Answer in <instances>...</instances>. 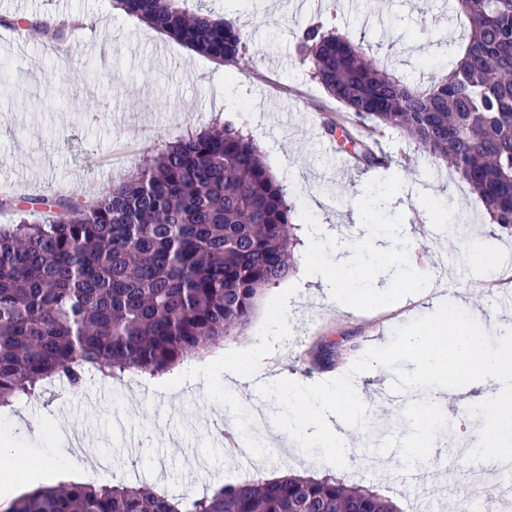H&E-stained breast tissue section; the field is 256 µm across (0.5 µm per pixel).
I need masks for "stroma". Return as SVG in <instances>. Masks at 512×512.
<instances>
[{"instance_id":"stroma-1","label":"stroma","mask_w":512,"mask_h":512,"mask_svg":"<svg viewBox=\"0 0 512 512\" xmlns=\"http://www.w3.org/2000/svg\"><path fill=\"white\" fill-rule=\"evenodd\" d=\"M200 3L247 32L245 69L192 53L113 9L111 0H0V60L6 62L0 71V200L7 202L0 207V225L15 223V206L31 198L62 193L78 202L96 199L129 179L164 143L216 121L230 122L259 147L295 208V262L305 257L308 224L328 227L325 261L341 248L365 263L380 251L405 255L407 262L365 281L346 313L310 286H298L299 272L291 270L263 292L241 335L206 353L211 372L199 382L168 397L142 382L115 387L90 377L80 388L51 390L11 411L0 408V430L12 432L16 447L51 467L62 459L56 425H78L115 476L158 485L176 497H199L212 487L254 478L253 463L228 465L215 428L244 434L238 417L258 403L275 405L280 420H287L288 395L260 384L225 394L224 351L246 347L284 320L288 330L272 358L278 373L312 388L322 386L330 372L344 374L365 394L355 424L372 418L390 425L399 446L395 453L373 440L350 446L356 466L337 462L329 474L370 484L399 512H419L413 476L438 461L440 451L410 450L402 413L413 400L443 425L458 414L436 406L430 394L414 396L408 384L412 354L401 338L429 319L430 305L402 294L399 284L408 263L430 271L433 254L445 251L449 297L473 296L486 277L472 261V249L512 253V230L490 224L480 200L456 174L398 132L379 139L385 166L369 171L355 165L356 145L330 140L322 130V120L340 106L313 79L298 42L306 26L333 28L353 43L372 45L400 78L419 80L420 60L431 57L445 68L447 44L463 43L466 27L451 21L445 34L420 35L421 20L443 16L445 0H352L344 9L338 0H322L320 9L301 14L290 0H187L191 9ZM77 16L86 20L84 32L67 29L54 37L23 29L28 20L59 23ZM369 173L373 186L388 196L366 210L363 224H354L348 217ZM388 224L408 225V237L381 240L379 230ZM330 341L344 347L333 371L311 369L315 353ZM393 380L403 386V401L382 396ZM17 414L40 420L37 439L13 431Z\"/></svg>"}]
</instances>
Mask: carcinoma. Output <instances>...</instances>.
Returning a JSON list of instances; mask_svg holds the SVG:
<instances>
[{
    "mask_svg": "<svg viewBox=\"0 0 512 512\" xmlns=\"http://www.w3.org/2000/svg\"><path fill=\"white\" fill-rule=\"evenodd\" d=\"M186 0H115L199 54L236 65L246 32ZM465 47L448 73L405 81L361 45L302 30L299 49L342 111L395 130L454 171L490 223L512 229V0H449ZM369 168L385 162L368 144ZM293 208L257 149L232 124L164 145L91 203L34 199L0 227V407L36 401L63 379L155 377L241 334L263 291L293 265ZM322 346L314 369H329ZM5 512H397L370 485L288 475L175 500L115 478L49 486Z\"/></svg>",
    "mask_w": 512,
    "mask_h": 512,
    "instance_id": "obj_1",
    "label": "carcinoma"
}]
</instances>
